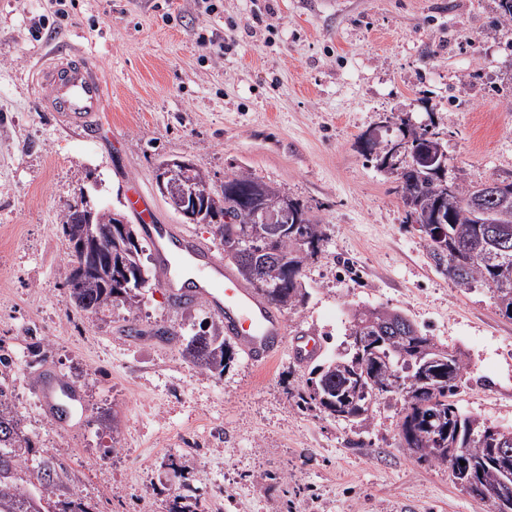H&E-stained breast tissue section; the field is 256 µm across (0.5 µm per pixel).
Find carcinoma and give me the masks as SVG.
<instances>
[{"label": "carcinoma", "mask_w": 512, "mask_h": 512, "mask_svg": "<svg viewBox=\"0 0 512 512\" xmlns=\"http://www.w3.org/2000/svg\"><path fill=\"white\" fill-rule=\"evenodd\" d=\"M431 136L426 128L402 131L407 160L401 165L402 172L396 175V190L403 205H408L409 195L416 194L422 211L437 213L444 220L442 224L419 225L436 269L448 263V255L459 246L471 247V251L458 256V275H450L448 279L455 282L460 277L474 286L486 287L502 315L512 318V241L504 247L496 233L498 228L512 231V201L502 205L485 199L487 208L492 210V223L477 225L469 201L483 192L484 184H471L456 176L448 180L452 193L442 198L435 192V184L415 183L410 161L426 148ZM233 178L235 183L226 182L221 189L212 190L209 208L224 217V223L214 226L213 234L224 244V257L243 281L260 290L279 309H290L306 298L302 271L321 250L319 222L296 200L295 210L303 216L302 223L288 225L284 233H272L270 225L257 223L254 211L237 198V185L252 182L256 177L241 172ZM74 221L75 214L66 208L61 228L70 260L64 269V281L74 308L96 313L118 300L122 292L120 279L128 277L133 284L147 276V267L130 225L126 231L128 243L112 244V280H107L84 255ZM244 252L263 261L257 272L245 267L241 259ZM398 314L400 311L388 307L354 311L352 317L362 323L360 335L374 350L373 359L364 366L356 365V349L351 344L336 358L315 365L306 380L305 400L331 417L350 419L355 407L362 408L366 402L374 401L373 390L386 393L385 384L390 378L381 356H389L400 385L415 388V393L405 398L407 412L400 429L402 447L420 460L444 465L448 457L434 449H464L468 458L481 462V469L476 472L452 469L450 474L455 483L481 501L483 492L499 489L500 468L490 453L498 438L490 433L493 426L463 414L450 401L466 370L463 355L439 347L419 331L413 336H393L389 343L380 344L381 323ZM420 345L430 349L422 358L416 355ZM181 354L192 365L218 373L224 372L232 357L223 330L215 325L186 338ZM6 369L7 358L0 353V512H93L91 504L76 492L65 500L55 499L59 481L68 473L63 459L56 455L42 456L33 467L26 465L29 456L35 453V445L21 431L17 414L7 406Z\"/></svg>", "instance_id": "obj_1"}]
</instances>
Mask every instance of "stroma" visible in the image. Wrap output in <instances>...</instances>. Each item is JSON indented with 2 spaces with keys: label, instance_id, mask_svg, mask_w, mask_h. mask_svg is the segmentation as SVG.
Segmentation results:
<instances>
[{
  "label": "stroma",
  "instance_id": "stroma-1",
  "mask_svg": "<svg viewBox=\"0 0 512 512\" xmlns=\"http://www.w3.org/2000/svg\"><path fill=\"white\" fill-rule=\"evenodd\" d=\"M65 43L107 86L93 137L61 129L29 86ZM405 122L438 132L449 175L512 176V21L497 0H220L215 17L196 0H0V342L48 343L47 364L83 393L63 432L34 368L9 379L22 429L41 427L37 451L64 458L94 512H168L179 494L205 512H490L447 466L401 448L399 396L331 418L301 401L310 368L289 356L257 368L238 350L221 374L186 362L179 340L211 323L204 306L169 312L152 283L79 312L64 285L68 205L131 223L138 190L158 223L178 224L156 188L161 160L192 159L216 187L247 172L323 233L290 329L312 331L328 359L354 309L399 310L462 353L459 410L510 428L512 319L486 288L434 269L394 176L363 150Z\"/></svg>",
  "mask_w": 512,
  "mask_h": 512
}]
</instances>
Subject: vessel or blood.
Returning a JSON list of instances; mask_svg holds the SVG:
<instances>
[{
  "label": "vessel or blood",
  "instance_id": "obj_1",
  "mask_svg": "<svg viewBox=\"0 0 512 512\" xmlns=\"http://www.w3.org/2000/svg\"><path fill=\"white\" fill-rule=\"evenodd\" d=\"M36 97L52 112L62 129L90 133L98 129L107 104V91L88 56L60 46L50 61L34 71ZM129 206L154 254V278L171 309L198 304L224 323V334L243 352L248 364L266 365L282 354L304 364L320 352L309 331L289 332L284 317L261 293L244 284L214 248L178 224H161L141 195ZM37 393L55 426L64 427L71 408L83 405L82 394L52 367L41 370Z\"/></svg>",
  "mask_w": 512,
  "mask_h": 512
}]
</instances>
